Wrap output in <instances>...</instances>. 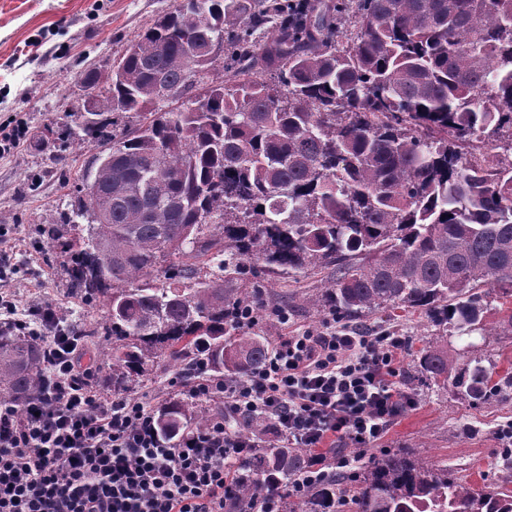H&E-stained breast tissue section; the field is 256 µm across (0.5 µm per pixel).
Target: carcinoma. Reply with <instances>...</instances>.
I'll list each match as a JSON object with an SVG mask.
<instances>
[{"mask_svg":"<svg viewBox=\"0 0 512 512\" xmlns=\"http://www.w3.org/2000/svg\"><path fill=\"white\" fill-rule=\"evenodd\" d=\"M185 32L224 43L223 57L191 61ZM81 85L97 91L87 141L108 136L110 110L143 114L112 138V165L77 186L78 212L93 219L69 277L105 301L114 391L161 360L192 369L203 355L229 378L260 368L268 337L227 316L239 303L275 306L260 283L224 287L248 262L283 278L334 265L311 307L419 311L461 336L487 333L480 287L512 291V165L468 154L512 128V0H177L110 74L90 69ZM95 186L112 189L104 219ZM415 360L474 405L512 384L479 360L452 369L442 336ZM42 370L36 344L0 330V401L36 396ZM155 418L174 441L207 428L211 411L175 400ZM304 458L253 452L225 512H244ZM349 480L354 512H512L511 479L476 488L403 453L307 491L292 512H332Z\"/></svg>","mask_w":512,"mask_h":512,"instance_id":"carcinoma-1","label":"carcinoma"}]
</instances>
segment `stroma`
Here are the masks:
<instances>
[{
	"label": "stroma",
	"mask_w": 512,
	"mask_h": 512,
	"mask_svg": "<svg viewBox=\"0 0 512 512\" xmlns=\"http://www.w3.org/2000/svg\"><path fill=\"white\" fill-rule=\"evenodd\" d=\"M170 5L171 0H0V124L28 130L18 148L0 157V225L7 230L0 237V253L11 263L0 277V293L18 313L49 305L69 329L92 326L82 355L95 371V385L105 393L112 390V365L103 359L106 308L87 305L72 289L66 245L88 237V220L71 217L77 205L75 186L94 169L107 145H67L64 133L82 128L90 118L79 82L83 71L93 67L110 73L127 44ZM331 276V269L317 267L285 279L269 275L264 283L275 293L278 308L287 310L290 327L301 329L327 320V313L313 309L307 299L320 294ZM350 325L364 332L393 329L409 339L400 367L418 403L396 419L377 452L413 453L447 466L459 481L470 484L485 475L506 476L496 431L512 420V399L473 406L456 391L430 385L413 365L414 353L426 338L439 335V327L400 309L368 313ZM474 356L512 372V335L466 338L449 333L452 365ZM189 380L183 368L162 362L137 380L131 393L158 407L184 399L183 385Z\"/></svg>",
	"instance_id": "stroma-1"
}]
</instances>
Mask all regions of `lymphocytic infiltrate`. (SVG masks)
<instances>
[{"label":"lymphocytic infiltrate","mask_w":512,"mask_h":512,"mask_svg":"<svg viewBox=\"0 0 512 512\" xmlns=\"http://www.w3.org/2000/svg\"><path fill=\"white\" fill-rule=\"evenodd\" d=\"M33 314L35 326L0 298V329L40 344L45 365L41 396L0 403V512H224L243 462L267 434L308 451L288 482L247 509L284 512V499L325 484L331 471L357 469L359 457L340 443L374 447L417 403L399 368L406 337L328 321L279 337L261 368L237 378L199 363L191 398H222L224 412L206 430L168 442L145 400L95 387L77 337L59 330L53 309ZM236 417L263 427L230 428Z\"/></svg>","instance_id":"lymphocytic-infiltrate-1"}]
</instances>
